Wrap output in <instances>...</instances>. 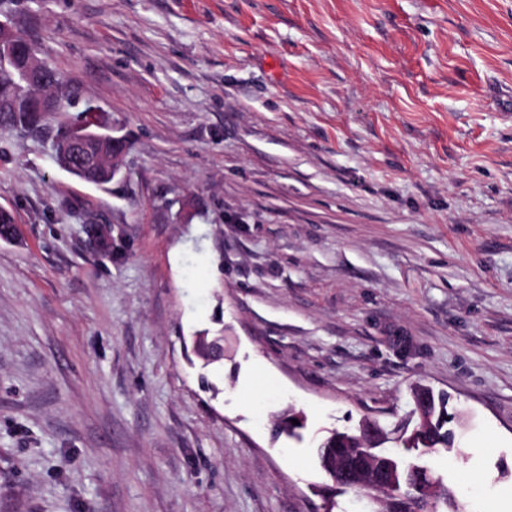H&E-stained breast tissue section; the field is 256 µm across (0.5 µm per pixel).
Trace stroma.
<instances>
[{"label": "stroma", "instance_id": "obj_1", "mask_svg": "<svg viewBox=\"0 0 512 512\" xmlns=\"http://www.w3.org/2000/svg\"><path fill=\"white\" fill-rule=\"evenodd\" d=\"M18 29L132 149L98 188L0 134V512H323L318 443L393 431L417 382L456 412V512H512V0H32Z\"/></svg>", "mask_w": 512, "mask_h": 512}]
</instances>
